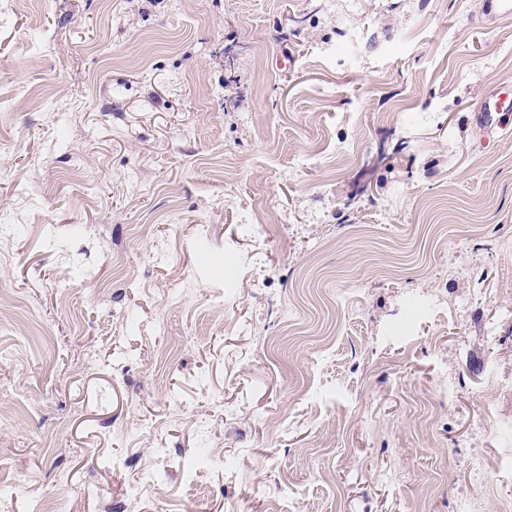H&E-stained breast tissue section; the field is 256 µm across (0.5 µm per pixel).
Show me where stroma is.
<instances>
[{
  "label": "stroma",
  "instance_id": "stroma-1",
  "mask_svg": "<svg viewBox=\"0 0 512 512\" xmlns=\"http://www.w3.org/2000/svg\"><path fill=\"white\" fill-rule=\"evenodd\" d=\"M0 0V512H512V19Z\"/></svg>",
  "mask_w": 512,
  "mask_h": 512
}]
</instances>
